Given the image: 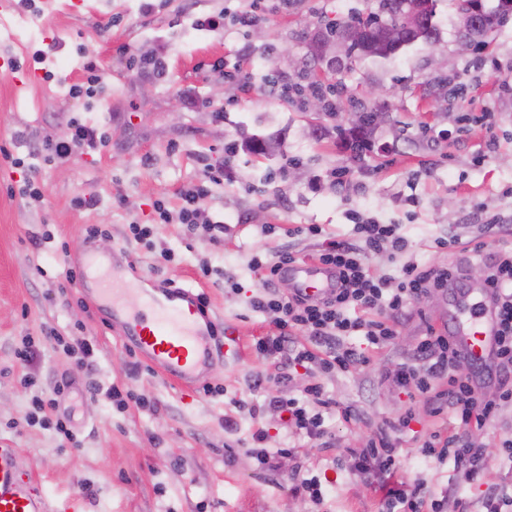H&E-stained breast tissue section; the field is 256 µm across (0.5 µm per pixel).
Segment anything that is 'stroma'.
<instances>
[{
	"instance_id": "stroma-1",
	"label": "stroma",
	"mask_w": 512,
	"mask_h": 512,
	"mask_svg": "<svg viewBox=\"0 0 512 512\" xmlns=\"http://www.w3.org/2000/svg\"><path fill=\"white\" fill-rule=\"evenodd\" d=\"M193 2L197 13L224 11V25L194 30L183 12ZM250 0H42L33 15L15 0L0 8V55L13 58L44 51L36 64L42 77L24 87L0 76V148L22 156L27 146L18 132L40 137L61 135L71 120L99 125L109 136L96 152L75 151L52 163L35 159L33 168L13 167L0 157V447L19 449L22 463L51 503L79 496L86 512H379L380 496L349 471L351 448L361 446L386 421L413 409L412 431L395 433L404 480L423 478L429 489H456L477 501L484 489L512 482V461L500 458V442L512 436V406L497 428L472 434V442L491 458L481 485L473 486L452 463L437 464L420 451L421 438L441 421L430 416L422 398H409L382 383L380 375L412 357L427 326L446 327L462 294L476 299L483 278H468L463 289L431 294L417 302L394 340L371 354L369 365L321 378L305 370L279 383V369L258 357L254 339L273 334V315L253 312L249 301L264 285L248 267L255 251L285 246L308 254L313 239H288L287 228L318 224L325 234L354 239L355 217L403 225L407 254L419 264L445 265L458 250L485 244L487 251L512 248V237L491 236L483 223L495 214L512 216V97L502 80L512 81V20L463 49L451 0H436L439 33L388 58L364 57L337 67L313 57L309 42L320 27L373 10L375 0H299L280 13L269 0L260 29L233 22ZM249 57H242V47ZM163 54L168 70L153 79L130 68V58ZM96 61L105 91L98 101L68 98L71 83L84 79L82 66ZM240 63L253 85L242 91L212 69L216 61ZM52 79H44V72ZM285 74L300 82L310 76L343 89L336 112H313L297 101L272 97L265 77ZM495 114L494 129L479 117ZM223 119H216V111ZM386 112L374 127L373 149L361 170L344 187H332V172L346 163L338 138L357 112ZM276 138L275 153L261 151L263 139ZM240 152L227 159L226 144ZM484 163H476L477 151ZM294 165H285V157ZM232 163L233 175L210 185L198 204L223 219V241L187 237L178 223L153 224L154 200L178 211L183 189L197 184L205 166ZM42 187L43 209H29L15 189L26 178ZM94 198L79 207L75 198ZM153 224L151 248L129 239L130 224ZM102 233L88 238L86 229ZM272 226L263 234V226ZM54 240L35 246L44 229ZM454 230L457 250L436 248V238ZM126 252L143 287L165 278L206 294L220 328H235L244 344L238 362H214L202 386L182 388L147 364H135L119 329L86 297L66 273L88 250ZM174 251L164 265L161 255ZM213 274H197L199 262ZM233 278L237 290L225 288ZM81 330L95 341L91 367L45 342L47 332ZM39 339V355L25 364L15 350L25 337ZM36 381L26 388L24 378ZM262 386H255L256 378ZM321 382L336 408L325 419L336 445L322 448L295 440L278 413L267 408L271 394L301 396ZM64 393H56L58 384ZM116 385L136 395L117 410L104 389ZM212 394H205V387ZM55 394L54 415L70 417L74 442L52 428L31 424L33 393ZM356 416L344 420V408ZM233 427H226V420ZM264 430L268 445L286 449L278 472L257 468L248 451L251 435ZM296 454H289V447ZM325 472L322 505L290 491L296 471Z\"/></svg>"
}]
</instances>
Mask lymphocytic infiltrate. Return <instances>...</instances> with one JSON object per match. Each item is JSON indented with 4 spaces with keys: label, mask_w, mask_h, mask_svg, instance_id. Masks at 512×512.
Here are the masks:
<instances>
[{
    "label": "lymphocytic infiltrate",
    "mask_w": 512,
    "mask_h": 512,
    "mask_svg": "<svg viewBox=\"0 0 512 512\" xmlns=\"http://www.w3.org/2000/svg\"><path fill=\"white\" fill-rule=\"evenodd\" d=\"M106 142L99 128L75 120L63 135L32 142L26 157H13L12 162L18 167L25 166L30 158L51 162L79 149L98 150ZM223 177V169L206 168L204 183L183 191L178 212H171L165 201H156L158 223L176 221L192 234L200 231L211 236L223 232V221L198 204L209 184L219 183ZM355 232L358 239L353 242L323 238L322 229L316 224L293 230L294 235L320 239L316 260L336 272V291L325 299L297 292L285 296L277 291L283 268L296 260L292 252L252 256L250 269L265 287L252 298L250 307L261 314H274L277 327L276 334L256 341L255 350L264 359L322 374L349 371L368 363L370 351L396 336L401 318L413 311L422 296L447 290L451 285L462 286L471 263L481 264L498 326L494 352L500 373L497 396L484 393L475 381L459 374L456 344L446 333L432 327L418 341L411 360L381 376L390 386L426 398L433 414L447 416L446 431L434 432L431 440L424 442V452L439 462L452 460L467 481H475L481 478L489 461L482 448L471 444L469 433L474 428L491 426L501 408L512 404V250L481 253L473 260L462 257L440 266L409 262L398 273L376 274L366 266V257L404 254L409 240L401 225L371 218L357 220ZM298 333L303 335V342H295ZM266 404L278 412L289 433L306 437L323 448L333 447L324 421L335 402L321 384L308 385L301 398L269 396ZM411 420L408 413L397 417L365 447L354 449V470L376 485L382 512H443L444 497L430 492L423 480L406 482L395 478L400 459L390 434L408 429Z\"/></svg>",
    "instance_id": "f902f5d3"
}]
</instances>
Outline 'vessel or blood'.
Segmentation results:
<instances>
[{
  "mask_svg": "<svg viewBox=\"0 0 512 512\" xmlns=\"http://www.w3.org/2000/svg\"><path fill=\"white\" fill-rule=\"evenodd\" d=\"M80 285L121 328L123 339L166 378L185 385L202 381L214 360H239L243 345L235 330L218 335V326L199 302L194 287L164 285L138 295L130 268L119 254L87 252L80 260ZM288 279L310 297L332 292L336 273L312 262L285 270ZM496 319L486 304L460 305L451 334L461 363L486 360L495 343ZM0 512H83L81 498L50 505L26 475L18 449L0 447Z\"/></svg>",
  "mask_w": 512,
  "mask_h": 512,
  "instance_id": "b4317fda",
  "label": "vessel or blood"
}]
</instances>
